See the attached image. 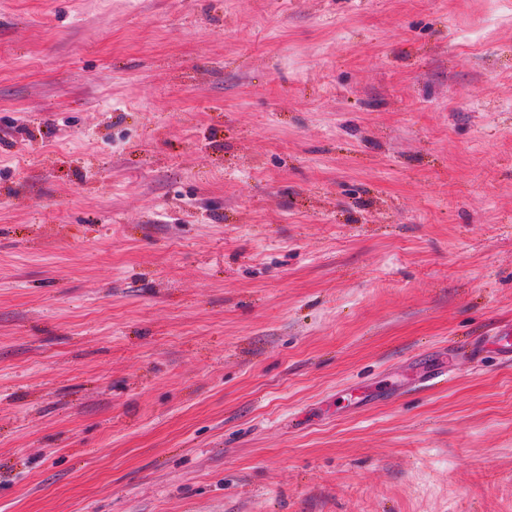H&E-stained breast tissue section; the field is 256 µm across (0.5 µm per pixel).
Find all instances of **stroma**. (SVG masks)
Instances as JSON below:
<instances>
[{
  "label": "stroma",
  "instance_id": "35a3bbf8",
  "mask_svg": "<svg viewBox=\"0 0 512 512\" xmlns=\"http://www.w3.org/2000/svg\"><path fill=\"white\" fill-rule=\"evenodd\" d=\"M505 324L512 0H0V512H512Z\"/></svg>",
  "mask_w": 512,
  "mask_h": 512
}]
</instances>
